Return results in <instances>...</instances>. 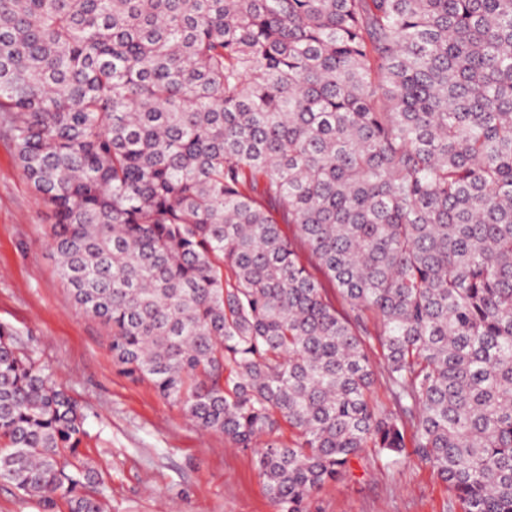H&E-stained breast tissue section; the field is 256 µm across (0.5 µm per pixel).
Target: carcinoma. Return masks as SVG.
I'll return each mask as SVG.
<instances>
[{
    "instance_id": "obj_1",
    "label": "carcinoma",
    "mask_w": 512,
    "mask_h": 512,
    "mask_svg": "<svg viewBox=\"0 0 512 512\" xmlns=\"http://www.w3.org/2000/svg\"><path fill=\"white\" fill-rule=\"evenodd\" d=\"M0 122L114 365L277 512L408 434L451 512H512V0H0ZM16 336L0 482L104 512Z\"/></svg>"
}]
</instances>
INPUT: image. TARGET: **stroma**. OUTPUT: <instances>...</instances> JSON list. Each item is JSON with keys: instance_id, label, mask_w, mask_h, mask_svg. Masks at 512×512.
<instances>
[{"instance_id": "1", "label": "stroma", "mask_w": 512, "mask_h": 512, "mask_svg": "<svg viewBox=\"0 0 512 512\" xmlns=\"http://www.w3.org/2000/svg\"><path fill=\"white\" fill-rule=\"evenodd\" d=\"M50 217L0 124V322L56 373L87 414L82 452L112 489L105 512H277L253 450L203 432L149 382L112 363L110 331L72 300L48 245ZM448 489L407 455L374 449L314 495L309 512H447Z\"/></svg>"}]
</instances>
